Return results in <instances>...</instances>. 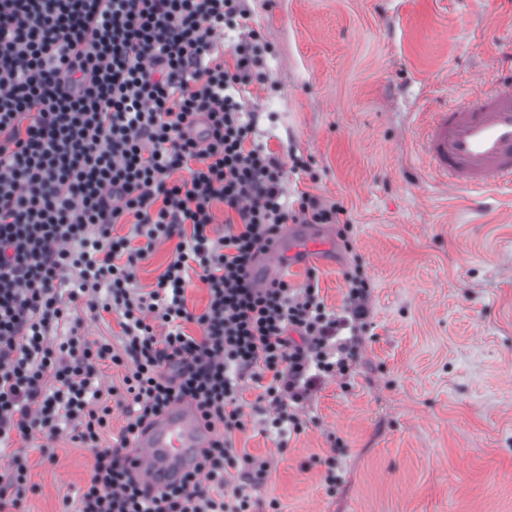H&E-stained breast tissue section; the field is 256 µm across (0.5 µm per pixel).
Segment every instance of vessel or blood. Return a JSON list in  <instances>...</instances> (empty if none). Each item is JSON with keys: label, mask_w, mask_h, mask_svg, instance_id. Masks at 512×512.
Listing matches in <instances>:
<instances>
[{"label": "vessel or blood", "mask_w": 512, "mask_h": 512, "mask_svg": "<svg viewBox=\"0 0 512 512\" xmlns=\"http://www.w3.org/2000/svg\"><path fill=\"white\" fill-rule=\"evenodd\" d=\"M418 145L438 178L467 191L476 208H485L486 189L512 187V76L430 112L420 123ZM321 239L315 229L293 225L286 238L261 254L258 283L275 279L284 265L309 263ZM210 436L192 404L176 403L138 434L132 463L148 486L174 483Z\"/></svg>", "instance_id": "vessel-or-blood-1"}]
</instances>
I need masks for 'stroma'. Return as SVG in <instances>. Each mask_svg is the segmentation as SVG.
I'll return each instance as SVG.
<instances>
[{
    "mask_svg": "<svg viewBox=\"0 0 512 512\" xmlns=\"http://www.w3.org/2000/svg\"><path fill=\"white\" fill-rule=\"evenodd\" d=\"M271 45L252 85L256 139L309 173L289 190L343 205L319 225L336 250L316 269L328 308L344 275L372 282L370 334L350 388L321 385L305 429L284 444L250 417L238 452L272 463L260 512H512V188L492 187L476 217L464 192L435 182L412 115L478 92L505 67L512 0H245ZM14 438L28 457L17 512H73L92 450L60 437ZM339 461L326 479L329 456Z\"/></svg>",
    "mask_w": 512,
    "mask_h": 512,
    "instance_id": "stroma-1",
    "label": "stroma"
}]
</instances>
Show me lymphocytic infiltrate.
Wrapping results in <instances>:
<instances>
[{"instance_id": "1", "label": "lymphocytic infiltrate", "mask_w": 512, "mask_h": 512, "mask_svg": "<svg viewBox=\"0 0 512 512\" xmlns=\"http://www.w3.org/2000/svg\"><path fill=\"white\" fill-rule=\"evenodd\" d=\"M249 19L242 0H0V447L67 434L93 448L75 512H250L271 463L233 446L246 387L269 432H300L314 390L352 376L370 328L362 271L339 313L317 277L260 288L251 276L285 224H337L346 210L288 195L283 163L256 142L243 93L268 81V47ZM227 29L242 35L226 55ZM168 242L139 292L141 263ZM80 304L117 315L121 348L59 335ZM106 363L125 368L122 387L104 384ZM181 401L212 438L180 484L148 494L130 444ZM116 408L121 437L100 447ZM235 468L243 482L223 496ZM170 245L163 244L159 246L154 255L147 261L143 262L138 271V284L139 287L145 288L148 291L156 282L158 275L167 264L169 256Z\"/></svg>"}]
</instances>
